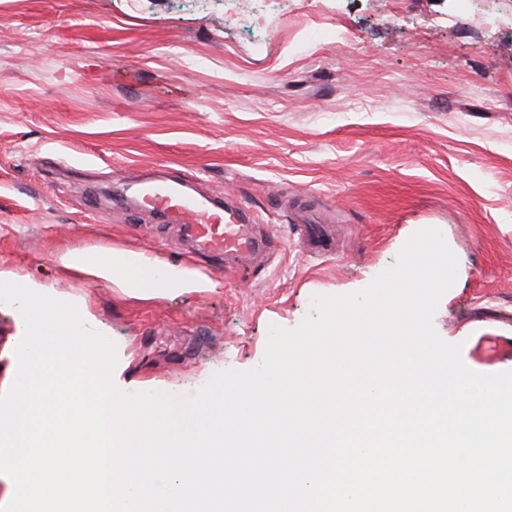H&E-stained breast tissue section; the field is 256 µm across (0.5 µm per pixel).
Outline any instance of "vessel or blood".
<instances>
[{"label":"vessel or blood","instance_id":"b4317fda","mask_svg":"<svg viewBox=\"0 0 512 512\" xmlns=\"http://www.w3.org/2000/svg\"><path fill=\"white\" fill-rule=\"evenodd\" d=\"M144 198L152 201L167 214L171 223L193 238L198 254L223 255L227 265L251 258L263 252L268 242L259 237L252 225L241 220L239 210H228L220 202L200 200L185 195L179 184L173 182L144 184ZM295 222L299 229V243L309 253L329 252L336 247L332 226L312 223L310 216L297 212Z\"/></svg>","mask_w":512,"mask_h":512}]
</instances>
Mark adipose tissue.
I'll list each match as a JSON object with an SVG mask.
<instances>
[{"mask_svg": "<svg viewBox=\"0 0 512 512\" xmlns=\"http://www.w3.org/2000/svg\"><path fill=\"white\" fill-rule=\"evenodd\" d=\"M60 265L67 270L83 273L94 280L112 283L121 280L123 286L141 298L155 293L150 277L151 265L142 254L120 252L105 258H94L83 251H67L59 255Z\"/></svg>", "mask_w": 512, "mask_h": 512, "instance_id": "obj_1", "label": "adipose tissue"}]
</instances>
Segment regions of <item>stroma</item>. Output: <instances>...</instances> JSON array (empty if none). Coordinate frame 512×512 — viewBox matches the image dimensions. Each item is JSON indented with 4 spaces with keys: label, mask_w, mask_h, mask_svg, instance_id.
<instances>
[{
    "label": "stroma",
    "mask_w": 512,
    "mask_h": 512,
    "mask_svg": "<svg viewBox=\"0 0 512 512\" xmlns=\"http://www.w3.org/2000/svg\"><path fill=\"white\" fill-rule=\"evenodd\" d=\"M240 206L277 237L254 274L195 254L139 205L150 178ZM339 225L303 250L291 213ZM458 258L434 327L482 374L512 371V0H0V271L84 303L115 384L186 393L248 370L270 325L366 288L417 230ZM148 257L160 296L60 267ZM210 282L169 290L173 266ZM23 320L0 304V394Z\"/></svg>",
    "instance_id": "35a3bbf8"
}]
</instances>
